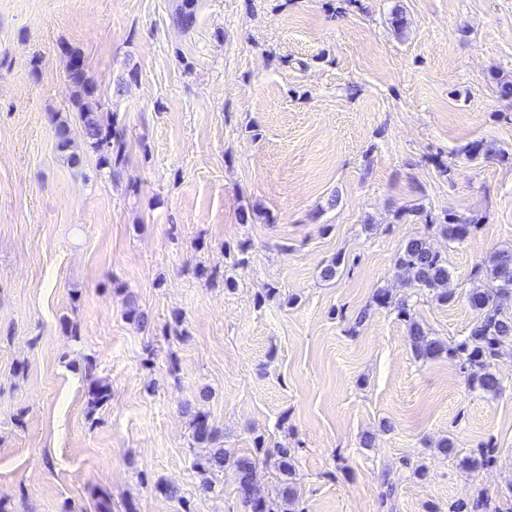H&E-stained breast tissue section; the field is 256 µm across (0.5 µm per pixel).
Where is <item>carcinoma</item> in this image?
I'll list each match as a JSON object with an SVG mask.
<instances>
[{"mask_svg":"<svg viewBox=\"0 0 512 512\" xmlns=\"http://www.w3.org/2000/svg\"><path fill=\"white\" fill-rule=\"evenodd\" d=\"M196 12L197 0H180L171 18L174 24L189 30L195 25ZM67 72L75 88L73 106L84 129V144L96 154L100 167L112 173L125 160L124 133L114 126L111 119L84 104L83 99L92 95L93 90L86 81L79 56L69 55ZM444 228L448 238L460 241L472 232L475 225L463 222L450 213L445 218ZM398 266L409 280L431 292L436 301L446 304L455 301L448 262L431 249L425 238H412L405 243ZM475 274L486 278L484 285L471 289L467 294L468 303L477 312L478 319L464 340L453 348L428 336L421 324L409 317L405 301L396 302V307L398 313L408 318L409 339L417 357L437 358L444 353L450 357L456 356L471 368L474 385L485 393L495 395L501 391V383L490 366L502 346L512 345V313L506 312L507 302L512 298V252L503 250L494 254L490 264L477 269ZM96 369L94 360L85 361L83 371L90 381L89 399L94 407L105 403L110 397V388L96 377ZM191 423L194 443L206 449L205 454L195 459L203 488H210L211 475L229 466L237 473L239 493L250 512H278L277 503L265 498L254 479L257 465L269 456V450L263 448L262 442H256L254 453L237 455L224 448L213 447L217 430L208 414L200 410L193 412Z\"/></svg>","mask_w":512,"mask_h":512,"instance_id":"1","label":"carcinoma"}]
</instances>
